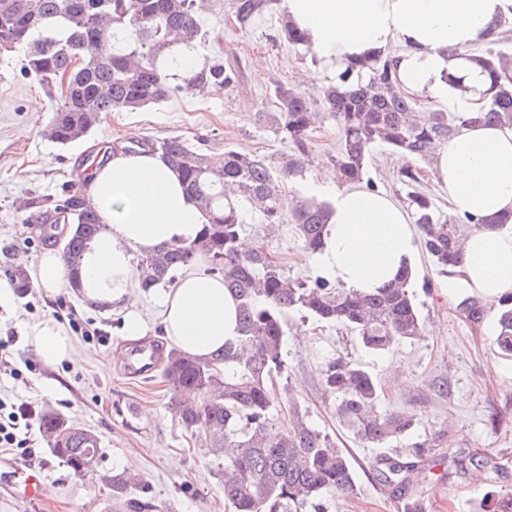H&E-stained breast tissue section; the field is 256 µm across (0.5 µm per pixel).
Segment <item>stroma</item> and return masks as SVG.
<instances>
[{
  "instance_id": "1",
  "label": "stroma",
  "mask_w": 512,
  "mask_h": 512,
  "mask_svg": "<svg viewBox=\"0 0 512 512\" xmlns=\"http://www.w3.org/2000/svg\"><path fill=\"white\" fill-rule=\"evenodd\" d=\"M280 19V8H272L243 32L235 24L230 0H212L200 14L201 39L182 53L198 69L222 60L237 76L235 88L203 97L180 93L136 112L106 113L87 141L65 147L41 134L51 103L35 80L22 77L24 50L0 55V280L9 265L36 260L48 245L64 246V235L51 242L43 225L27 223L21 205L34 196L82 194L78 169L87 145L181 136L211 156L233 147L273 160L286 151V143L272 131L273 87L283 83L315 94L308 71L317 59L304 47L278 39ZM309 137L313 162L304 177L286 182V196H313L321 174L333 167L339 131L328 113L320 114ZM404 164L403 158L381 146L373 148L368 160L369 179L401 203L407 190L397 171ZM244 236L264 243L289 275H314L313 257L305 252L292 222H284L270 235L262 215L252 211ZM414 267L412 288L427 329L422 340L375 355L366 353L342 326L295 313L287 319L288 371L272 381L273 424L279 430L287 427L288 400L296 398L310 423L348 454L356 472V495L328 500L327 512H397L395 499L375 477V467L381 458L410 456L408 441L361 444L342 427L335 400L322 385L325 363L336 356L360 362L373 373L381 385L382 410L416 414L415 436L429 440L431 449L417 463L411 480L425 496L428 512H473L492 484L512 492V361L499 358L492 349L493 304L478 300L481 317L469 318L448 286V275L438 273L426 253H418ZM69 306L102 329L104 338L73 334L71 359L53 366L37 362L25 379L13 380L10 367H23L30 357L31 325L49 315L60 316ZM123 315L119 307L108 311L87 306L71 288L49 299L33 287L0 306V332L11 329L18 338L10 365L0 364V393L30 398L37 410H53L91 430L104 455L101 474L76 477L52 456L38 427H31L35 459L0 453V512H126L112 503L103 481L115 470L140 474L162 512H230L212 457L178 423L161 377L131 375L115 359V352L127 345ZM461 452L495 457L501 470L492 476L472 466L456 472L453 459ZM32 465L46 475L38 502L2 485Z\"/></svg>"
}]
</instances>
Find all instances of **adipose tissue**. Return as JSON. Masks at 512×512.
Wrapping results in <instances>:
<instances>
[{
	"instance_id": "ef3b65f1",
	"label": "adipose tissue",
	"mask_w": 512,
	"mask_h": 512,
	"mask_svg": "<svg viewBox=\"0 0 512 512\" xmlns=\"http://www.w3.org/2000/svg\"><path fill=\"white\" fill-rule=\"evenodd\" d=\"M281 7L318 59L312 80L339 74L354 59L398 42L403 50L393 65L400 90L431 108L464 112L477 107L488 87L469 51L512 13V0H281ZM452 74L463 76V87L449 85ZM86 166L85 199L106 229L89 241L75 275L85 298L124 310L123 332L133 340L148 329L132 292L139 258L192 239L202 217L158 154L100 147ZM432 174L453 214L479 220L453 269L454 282L486 300L511 293L512 224L491 229L484 222L512 213V126H462L438 149ZM321 183L329 215L323 245L314 256L317 275L370 293L412 266L420 232L399 202L378 190L337 187L328 173ZM31 275L35 287L51 297L69 286L74 273L62 252L50 249L32 263ZM161 307L165 339L185 353L209 358L238 334L237 301L205 268L176 279ZM32 334L47 364L72 357L71 339L54 318L34 324Z\"/></svg>"
}]
</instances>
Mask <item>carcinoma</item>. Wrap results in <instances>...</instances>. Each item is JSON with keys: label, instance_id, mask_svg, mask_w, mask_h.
Segmentation results:
<instances>
[{"label": "carcinoma", "instance_id": "obj_1", "mask_svg": "<svg viewBox=\"0 0 512 512\" xmlns=\"http://www.w3.org/2000/svg\"><path fill=\"white\" fill-rule=\"evenodd\" d=\"M272 0H232L237 27L247 31ZM197 0H0V51L25 50L22 75L35 79L50 100L51 117L44 134L67 146L88 137L106 112H134L183 91L202 95L212 85L229 89L236 75L214 63L184 79L170 82L161 57L200 36ZM279 38L307 44L303 32L283 20ZM502 33L471 50L489 87L478 108L469 112L422 110L421 104L395 88L392 54L377 51L356 60L311 96L278 84L275 134L291 151L278 162L254 152L224 150L208 157L180 136L161 140L132 137L125 150L147 148L169 164L185 192L195 201L203 222L189 241H176L139 259V287L148 292L175 274L207 260L209 271L224 279L238 300V336L222 352L201 359L170 350L161 378L173 392V409L190 438L211 449L233 512H325L329 496H351L356 475L349 459L316 429L300 404L288 397L291 420L282 432L273 425L274 405L267 384L287 370L284 336L287 317L298 313L320 323H336L355 333L361 347L381 354L404 341L424 336V321L405 270L386 288L356 294L320 277L294 278L271 259L266 246L240 250L244 211L257 210L275 229L285 213L307 253L321 246L328 220L327 204L283 193L285 181L301 177L311 158L309 129L314 107L336 121L340 145L334 166L346 184L361 183L372 149L388 148L410 163L398 172L412 187L422 173L414 162L431 163L441 144L465 124L495 121L512 125V58L495 49ZM71 70L69 89L61 96L57 74ZM424 250L442 273L460 263L465 237L459 225L471 220L445 218L432 198L408 195ZM44 223L73 225L64 246L72 271L71 287L80 288L77 272L88 240L103 230L98 213L76 195L37 197ZM493 344L497 355L512 359V294L496 303ZM327 393L336 398V415L356 439L383 444L409 436L417 425L410 412L379 409V384L364 366L341 356L323 373ZM39 429L51 454L76 476L89 464L99 471L103 453L98 437L61 414L43 412ZM411 465L388 462L377 469L378 481L402 500L404 512H425L423 496L410 484ZM112 501L129 512H160L147 483L125 471L107 476ZM474 512H512V493L487 490Z\"/></svg>", "mask_w": 512, "mask_h": 512}]
</instances>
